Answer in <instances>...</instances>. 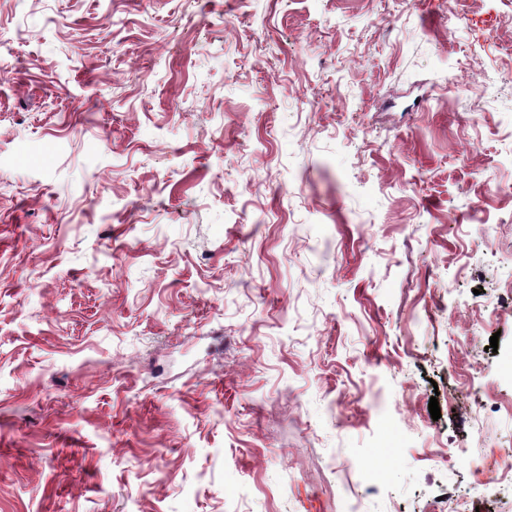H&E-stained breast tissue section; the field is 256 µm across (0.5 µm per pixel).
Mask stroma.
<instances>
[{"label": "stroma", "instance_id": "35a3bbf8", "mask_svg": "<svg viewBox=\"0 0 512 512\" xmlns=\"http://www.w3.org/2000/svg\"><path fill=\"white\" fill-rule=\"evenodd\" d=\"M494 183L512 0H0V512H512Z\"/></svg>", "mask_w": 512, "mask_h": 512}]
</instances>
